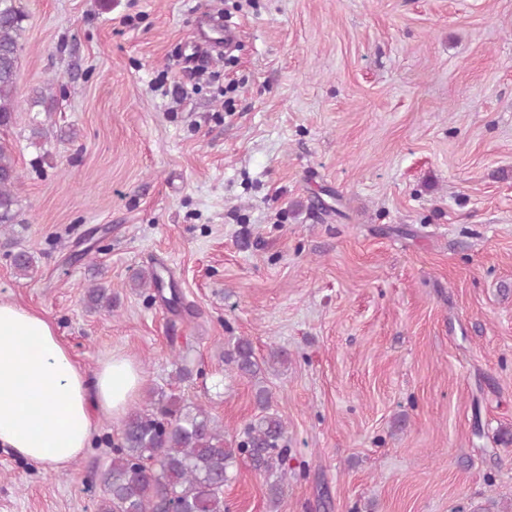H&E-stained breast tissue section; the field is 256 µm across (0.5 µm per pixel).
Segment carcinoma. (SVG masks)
Segmentation results:
<instances>
[{
	"label": "carcinoma",
	"mask_w": 512,
	"mask_h": 512,
	"mask_svg": "<svg viewBox=\"0 0 512 512\" xmlns=\"http://www.w3.org/2000/svg\"><path fill=\"white\" fill-rule=\"evenodd\" d=\"M20 0H0V129H8L18 107L20 53L25 32ZM33 104L51 112L55 106L52 84L40 88ZM19 173L7 145L0 143V231L15 233L19 223ZM19 278L32 276L35 258L27 250L11 255ZM156 270L140 272L133 285L149 300L162 293ZM93 308L112 310V294L102 285L88 290ZM226 362L241 377L256 378L262 363L250 340L238 337L225 352ZM261 414L245 425L235 447L228 446L224 427L201 404L176 401L151 408H132L122 422L121 441L112 447V461L100 474L103 495L99 512H230L224 501L229 470L239 460L263 478L271 512H276L288 484V439L284 421L269 412L271 394L254 389Z\"/></svg>",
	"instance_id": "cac0c4a2"
}]
</instances>
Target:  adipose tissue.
Masks as SVG:
<instances>
[{"label":"adipose tissue","mask_w":512,"mask_h":512,"mask_svg":"<svg viewBox=\"0 0 512 512\" xmlns=\"http://www.w3.org/2000/svg\"><path fill=\"white\" fill-rule=\"evenodd\" d=\"M143 382L126 358L86 373L44 315L0 301V447L16 457L59 472L88 448L97 415L125 416Z\"/></svg>","instance_id":"ef3b65f1"}]
</instances>
